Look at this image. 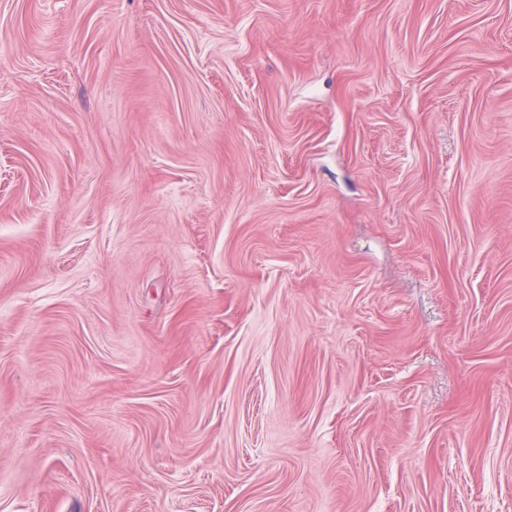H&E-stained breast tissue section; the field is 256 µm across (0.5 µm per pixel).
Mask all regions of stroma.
<instances>
[{
    "mask_svg": "<svg viewBox=\"0 0 512 512\" xmlns=\"http://www.w3.org/2000/svg\"><path fill=\"white\" fill-rule=\"evenodd\" d=\"M0 512H512V0H0Z\"/></svg>",
    "mask_w": 512,
    "mask_h": 512,
    "instance_id": "1",
    "label": "stroma"
}]
</instances>
